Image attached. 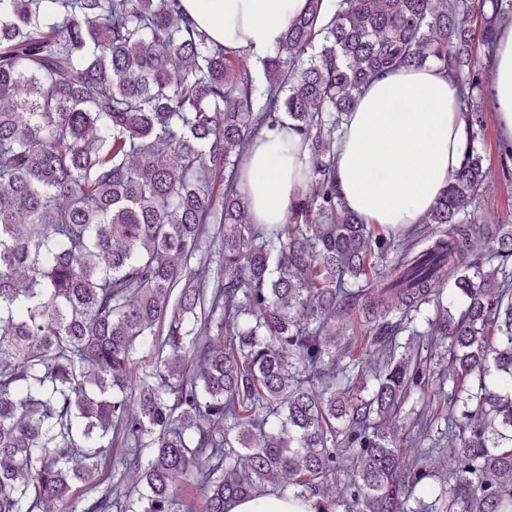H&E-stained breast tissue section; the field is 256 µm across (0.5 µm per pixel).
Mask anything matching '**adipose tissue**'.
Wrapping results in <instances>:
<instances>
[{
	"label": "adipose tissue",
	"mask_w": 512,
	"mask_h": 512,
	"mask_svg": "<svg viewBox=\"0 0 512 512\" xmlns=\"http://www.w3.org/2000/svg\"><path fill=\"white\" fill-rule=\"evenodd\" d=\"M307 0H182L196 29L225 48L261 58L277 46ZM490 86L504 142H512V24L501 29ZM467 141L456 82L436 67L400 68L374 78L341 124L336 184L346 207L366 223L422 224L459 168ZM309 149L285 128L255 137L240 167L251 223L280 224L301 186ZM228 512H313L311 503L270 492L231 502Z\"/></svg>",
	"instance_id": "ef3b65f1"
}]
</instances>
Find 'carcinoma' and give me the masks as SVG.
Returning a JSON list of instances; mask_svg holds the SVG:
<instances>
[{
  "label": "carcinoma",
  "mask_w": 512,
  "mask_h": 512,
  "mask_svg": "<svg viewBox=\"0 0 512 512\" xmlns=\"http://www.w3.org/2000/svg\"><path fill=\"white\" fill-rule=\"evenodd\" d=\"M323 2L263 59L258 106L244 51L181 0H0V512H183L186 487L227 512L268 484L339 512L342 448L346 512H512V224L477 216L476 148L512 0H336L328 22ZM427 65L459 84L469 145L425 220L448 234L417 251L345 208L335 144L373 78ZM284 124L304 185L251 224L236 171ZM353 311L379 345L368 397L332 350ZM401 331L448 338L455 448L429 502L437 448L406 460L387 424L425 378ZM114 472L143 489H99Z\"/></svg>",
  "instance_id": "carcinoma-1"
}]
</instances>
